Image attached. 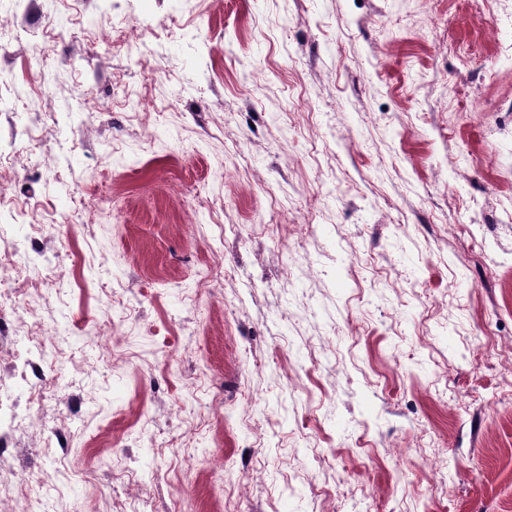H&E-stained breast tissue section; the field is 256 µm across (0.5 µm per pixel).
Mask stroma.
Segmentation results:
<instances>
[{
    "label": "stroma",
    "instance_id": "35a3bbf8",
    "mask_svg": "<svg viewBox=\"0 0 512 512\" xmlns=\"http://www.w3.org/2000/svg\"><path fill=\"white\" fill-rule=\"evenodd\" d=\"M0 106L51 512H512V0H0Z\"/></svg>",
    "mask_w": 512,
    "mask_h": 512
}]
</instances>
